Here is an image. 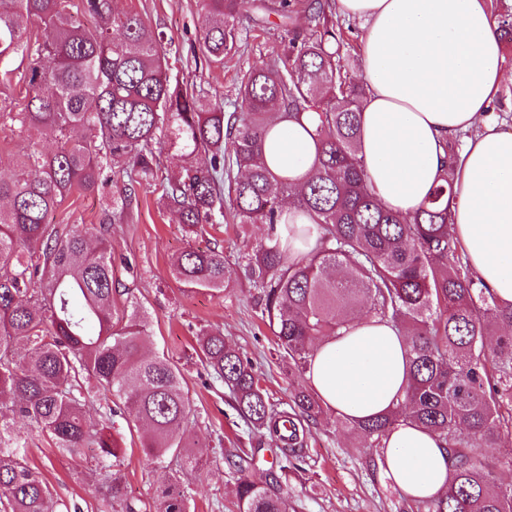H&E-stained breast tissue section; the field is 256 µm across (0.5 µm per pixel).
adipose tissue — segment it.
Masks as SVG:
<instances>
[{
	"instance_id": "adipose-tissue-1",
	"label": "adipose tissue",
	"mask_w": 512,
	"mask_h": 512,
	"mask_svg": "<svg viewBox=\"0 0 512 512\" xmlns=\"http://www.w3.org/2000/svg\"><path fill=\"white\" fill-rule=\"evenodd\" d=\"M336 11L364 23L358 156L377 200L414 214L439 183L446 142L463 138L449 229L473 273L511 303L512 128H503L492 108L506 71L489 0H336ZM315 131L308 112L273 120L262 161L301 185L316 155ZM407 366L405 337L363 317L345 335L316 345L306 380L327 408L358 422L396 402ZM385 463L387 477L409 499H433L447 489L446 448L413 424L390 431Z\"/></svg>"
}]
</instances>
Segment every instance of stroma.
Returning <instances> with one entry per match:
<instances>
[{
	"label": "stroma",
	"mask_w": 512,
	"mask_h": 512,
	"mask_svg": "<svg viewBox=\"0 0 512 512\" xmlns=\"http://www.w3.org/2000/svg\"><path fill=\"white\" fill-rule=\"evenodd\" d=\"M112 5L137 12L161 31L173 78L195 85L203 101L223 100L228 112L234 109L244 75L281 50L277 16H269L259 25L247 19L242 23L247 38L237 56L224 67H210L195 58L203 0H112ZM135 190L127 221L112 226V279L115 287L133 289L148 311L147 351L165 354L178 363L196 406L197 416L188 423L187 436L199 444L208 462L186 480L192 512H238L236 472L226 460V452L262 447L265 460L250 469L249 475L271 484L277 477L269 464L274 451L268 435L249 430L236 416L223 385L209 379L194 352L195 336L207 325L223 327L225 338L251 359L269 399L287 408L299 381L289 376L280 360L274 338L261 319L257 291L240 268L242 245L264 243L268 228L231 220L204 225L201 233L190 234L160 207L155 186L142 183ZM111 196L108 184L91 194L72 192L49 220L94 229ZM214 244L223 249L229 274L223 294L189 290L174 280L170 263L175 256L191 247ZM305 429L304 469L288 482L295 512H413L414 503L384 470L370 465L365 440L348 434L335 412H323L317 421L307 422ZM113 434L124 450L127 497L146 503L147 512H156L157 491L168 467L145 457L124 421H116ZM28 463L59 499L78 503L82 512H99L92 473H76L71 458L53 452L35 433L29 437Z\"/></svg>",
	"instance_id": "35a3bbf8"
}]
</instances>
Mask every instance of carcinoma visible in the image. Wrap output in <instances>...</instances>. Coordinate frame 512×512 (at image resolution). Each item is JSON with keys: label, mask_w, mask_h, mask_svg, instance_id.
I'll return each instance as SVG.
<instances>
[{"label": "carcinoma", "mask_w": 512, "mask_h": 512, "mask_svg": "<svg viewBox=\"0 0 512 512\" xmlns=\"http://www.w3.org/2000/svg\"><path fill=\"white\" fill-rule=\"evenodd\" d=\"M255 8L279 16L281 53L254 67L239 88V112L220 101L201 103L172 82L164 38L136 12L115 13L111 0H0V119L52 137L56 149L26 145L0 172V512H80L55 497L28 464L34 429L54 452L74 456L87 444L97 453L102 512L114 505L141 512L125 498L124 449L112 438L120 413L140 434L142 452L177 467L158 493L159 512H191L188 473L207 458L191 449L184 427L196 412L178 365L147 356L148 312L134 289L113 287L110 224L133 201V182H160L159 203L189 233L222 224L224 210L240 224H265L270 235L241 255L258 290L262 319L276 339L288 373L305 378L316 342L338 336L358 314L392 324L407 337L409 381L388 412L351 424L369 448L401 421L438 437L448 450V489L417 502L422 512H512V483L499 484L494 465L476 453L496 448L512 413V303L499 301L470 269L462 243L448 233L454 165L423 207L403 216L381 206L358 157L362 90L342 72L343 26L335 0H204L201 50L219 68L241 42L240 19ZM94 25L80 23L75 13ZM303 13L306 29L292 27ZM41 38L25 40L29 22ZM27 61L24 72L13 66ZM20 86L25 105L8 110L7 91ZM282 118L312 112L318 155L297 190L260 162L272 109ZM178 144L189 157L208 156L176 177L162 174L161 157ZM129 162L128 182L114 181L112 164ZM113 182L98 235L48 217L74 190ZM313 220L314 248L288 260L281 239L298 238L283 205ZM184 287L224 293V252L192 248L171 262ZM126 297V322L112 309ZM208 375L230 392L248 425L280 445L281 476L302 470L303 422L324 404L313 390L297 391L282 411L260 387L251 360L218 326L197 339ZM96 410L99 419L90 415ZM239 512H289L288 492L243 474L236 482Z\"/></svg>", "instance_id": "1"}]
</instances>
